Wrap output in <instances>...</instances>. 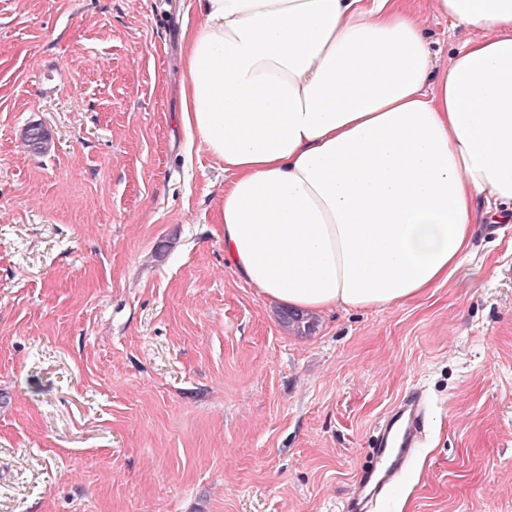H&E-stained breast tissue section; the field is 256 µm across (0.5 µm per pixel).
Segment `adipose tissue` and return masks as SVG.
<instances>
[{
  "mask_svg": "<svg viewBox=\"0 0 512 512\" xmlns=\"http://www.w3.org/2000/svg\"><path fill=\"white\" fill-rule=\"evenodd\" d=\"M199 0L181 122L227 174L224 260L294 312L386 309L512 224V0ZM419 12L420 21L431 42L435 58L439 63L448 61V55L456 47L471 36L466 30L453 29L450 20L442 17L432 7L431 0H419L414 3Z\"/></svg>",
  "mask_w": 512,
  "mask_h": 512,
  "instance_id": "1",
  "label": "adipose tissue"
}]
</instances>
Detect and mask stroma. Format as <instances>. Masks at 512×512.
Returning <instances> with one entry per match:
<instances>
[{
    "label": "stroma",
    "instance_id": "stroma-1",
    "mask_svg": "<svg viewBox=\"0 0 512 512\" xmlns=\"http://www.w3.org/2000/svg\"><path fill=\"white\" fill-rule=\"evenodd\" d=\"M415 7L447 62L468 31ZM199 20L0 0V512H342L413 390L424 443L376 512H512V224L417 300L289 331L225 263L224 170L179 123Z\"/></svg>",
    "mask_w": 512,
    "mask_h": 512
}]
</instances>
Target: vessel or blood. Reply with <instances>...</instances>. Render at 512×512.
Returning a JSON list of instances; mask_svg holds the SVG:
<instances>
[{
  "mask_svg": "<svg viewBox=\"0 0 512 512\" xmlns=\"http://www.w3.org/2000/svg\"><path fill=\"white\" fill-rule=\"evenodd\" d=\"M425 412L420 396L404 399L381 427L377 437V459L358 482L357 492L345 512H372L387 487L400 476L423 441Z\"/></svg>",
  "mask_w": 512,
  "mask_h": 512,
  "instance_id": "1",
  "label": "vessel or blood"
}]
</instances>
